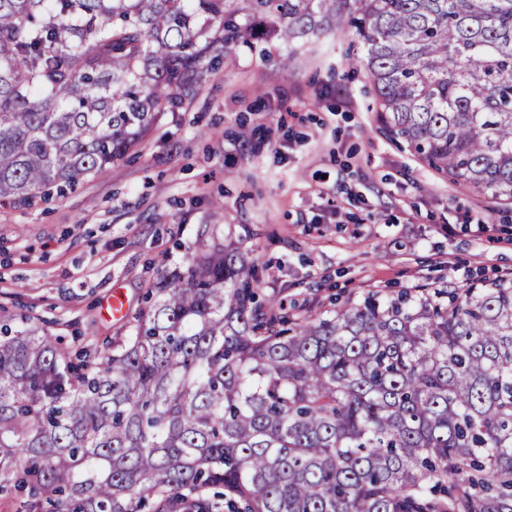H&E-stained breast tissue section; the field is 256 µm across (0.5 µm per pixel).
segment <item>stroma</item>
Wrapping results in <instances>:
<instances>
[{"label": "stroma", "mask_w": 512, "mask_h": 512, "mask_svg": "<svg viewBox=\"0 0 512 512\" xmlns=\"http://www.w3.org/2000/svg\"><path fill=\"white\" fill-rule=\"evenodd\" d=\"M260 46L234 48L233 66L208 72L104 176L0 206V309L65 346L104 347L126 335L147 284L215 223L253 251L263 293L292 313L512 276V204L476 196L390 141L345 25ZM116 291L119 319L103 310Z\"/></svg>", "instance_id": "1"}]
</instances>
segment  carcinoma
Instances as JSON below:
<instances>
[{
    "instance_id": "obj_1",
    "label": "carcinoma",
    "mask_w": 512,
    "mask_h": 512,
    "mask_svg": "<svg viewBox=\"0 0 512 512\" xmlns=\"http://www.w3.org/2000/svg\"><path fill=\"white\" fill-rule=\"evenodd\" d=\"M345 20L377 119L512 203V0H0V204L104 175L222 49ZM207 224L128 334L74 356L0 315L21 512H512V281L291 315Z\"/></svg>"
}]
</instances>
